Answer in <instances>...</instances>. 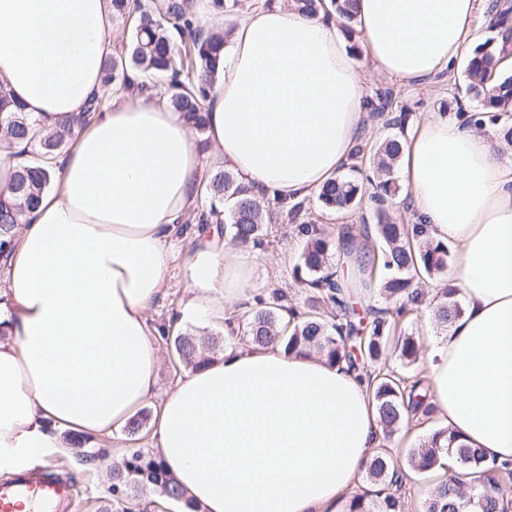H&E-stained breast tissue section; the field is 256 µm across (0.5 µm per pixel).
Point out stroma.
Returning a JSON list of instances; mask_svg holds the SVG:
<instances>
[{
  "mask_svg": "<svg viewBox=\"0 0 512 512\" xmlns=\"http://www.w3.org/2000/svg\"><path fill=\"white\" fill-rule=\"evenodd\" d=\"M356 64L366 76L368 97L383 95L390 101L386 115L371 112L365 119L358 143L367 150L377 147L388 136L408 137L430 115L458 118L472 114L478 108L477 101L465 93L467 78L463 67L448 69L422 80H401L372 70L364 59H357ZM397 114L404 115V125H387V116ZM193 227L190 221L183 225L184 231L178 237V248L169 266L168 286L155 301L150 315L156 322L175 325L177 331L216 337L224 333L223 321L214 320L207 326L198 327L181 319L186 299L183 257L192 239ZM298 227V219L281 210L275 223L265 229L264 245L254 252V281L263 298H270L276 288L288 291L296 302L303 301L308 293L294 277V266L303 247ZM152 431L153 426L148 423L136 435L119 441H86L84 449L89 459L85 462L72 451L49 458V465L54 466L56 474L76 493L75 512H102L103 507L111 506L107 471L128 449H152Z\"/></svg>",
  "mask_w": 512,
  "mask_h": 512,
  "instance_id": "1",
  "label": "stroma"
}]
</instances>
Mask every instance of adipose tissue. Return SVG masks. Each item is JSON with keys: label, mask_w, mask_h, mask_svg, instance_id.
Returning a JSON list of instances; mask_svg holds the SVG:
<instances>
[{"label": "adipose tissue", "mask_w": 512, "mask_h": 512, "mask_svg": "<svg viewBox=\"0 0 512 512\" xmlns=\"http://www.w3.org/2000/svg\"><path fill=\"white\" fill-rule=\"evenodd\" d=\"M484 0H356L365 55L419 80L470 58ZM110 0H0V80L43 128L105 92ZM366 99L335 21L295 0L252 10L229 35L205 100L200 154L160 96H113L53 162L0 289V472L67 452L64 431L121 438L154 397L152 439L192 512H336L381 428L363 381L278 346L239 344L160 391L162 329L148 313L203 166L256 197L320 191L350 154ZM418 223L458 247L448 279L466 303L425 355L435 404L465 444L512 462V156L492 133L432 117L403 144ZM254 260L217 227L184 263L183 318L246 311Z\"/></svg>", "instance_id": "1"}]
</instances>
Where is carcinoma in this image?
Wrapping results in <instances>:
<instances>
[{
    "instance_id": "obj_1",
    "label": "carcinoma",
    "mask_w": 512,
    "mask_h": 512,
    "mask_svg": "<svg viewBox=\"0 0 512 512\" xmlns=\"http://www.w3.org/2000/svg\"><path fill=\"white\" fill-rule=\"evenodd\" d=\"M301 10L311 16L335 13L346 24L354 21L356 0H297ZM112 16L133 22L129 52L115 53L103 66L104 82L116 92L133 89L152 95L150 78H168L170 105L185 115L199 132L206 129L203 101L215 77L224 49V32L198 27L190 13L188 0H111ZM490 36L476 45L466 64L467 92L481 103L468 123L481 127L501 120L505 106L512 105V76L499 81L494 91L486 89L487 79L497 73L499 43L512 40V7L492 6L488 12ZM101 101L91 98L83 111L42 132L39 120L13 101L0 82V143L21 147L22 158L9 185L0 188V253L12 244V230L21 217L34 208L40 196L51 187L48 163L64 151L74 130L100 110ZM403 148L396 137L385 138L378 146L376 180L373 192L360 182L336 177L326 182L317 198L324 213L343 215L368 196L376 204L373 232L376 247L367 249L368 262L383 270L380 293L391 308H372L362 317L350 303L346 281L333 270V254L351 251L357 236L354 227H341L336 238L325 235L318 219L300 225L305 244L294 267L295 278L312 293L311 302L298 307L288 292L273 290L274 305H259L245 315L246 339L254 345H280L291 354L323 357L328 363L358 372L369 384L382 436L392 438L401 428L423 424L437 413L428 381L416 373L406 376L402 369L419 361L421 345L417 338L401 333L394 340L399 322L408 319L422 302L419 284L448 267V244L426 235L422 224H402L387 216L396 196L392 173ZM211 190L214 199L209 210L201 211V224L222 222L227 216L231 242L237 245L261 244L263 224L269 216L249 188L225 171L215 175ZM457 290L443 287L434 299L433 318L443 327L462 316L454 300ZM238 335L208 341L203 348L191 335L174 340L178 360L186 367L199 369L217 359L224 346L235 343ZM394 360L400 367L389 366ZM444 470L446 477L424 495L422 512H512V498L505 495L502 483L512 479V463H498L480 448L461 442L455 431L442 427L410 451L404 463L378 453L365 464L366 487L346 505V512H406L407 491L427 473ZM158 492L165 500L180 502L184 491L159 456L133 448L112 469V496L121 503L138 491Z\"/></svg>"
}]
</instances>
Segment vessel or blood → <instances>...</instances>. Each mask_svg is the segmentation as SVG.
Listing matches in <instances>:
<instances>
[{"label":"vessel or blood","mask_w":512,"mask_h":512,"mask_svg":"<svg viewBox=\"0 0 512 512\" xmlns=\"http://www.w3.org/2000/svg\"><path fill=\"white\" fill-rule=\"evenodd\" d=\"M72 498L71 490L63 483L27 473L0 483V512H19L26 505L35 512H48L54 501Z\"/></svg>","instance_id":"b4317fda"}]
</instances>
